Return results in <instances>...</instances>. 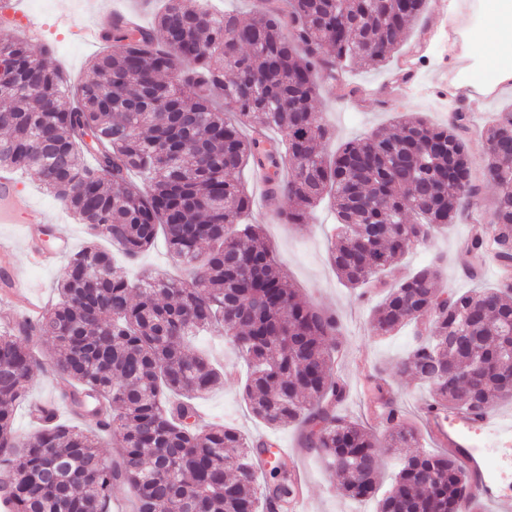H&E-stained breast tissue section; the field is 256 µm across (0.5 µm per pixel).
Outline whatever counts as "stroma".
I'll return each instance as SVG.
<instances>
[{"label": "stroma", "mask_w": 512, "mask_h": 512, "mask_svg": "<svg viewBox=\"0 0 512 512\" xmlns=\"http://www.w3.org/2000/svg\"><path fill=\"white\" fill-rule=\"evenodd\" d=\"M463 2L442 0L440 7H427L398 47V56L409 52L417 55L416 81L407 94L395 96L385 91L396 73V58L384 63H353L339 81L318 74V95L313 106L335 132L324 145L326 151H334L346 141L391 126L405 116H419L437 125L448 123L454 113L462 112L468 121L460 135L474 153H481L488 125L497 113L512 108V85L500 87L494 74L495 65L502 59L495 50V32L466 25ZM111 7L137 13L146 26L150 25L156 9L151 0H50L49 12L40 15L44 40L54 48V58L68 73L71 87H78L93 76L90 60L97 50L84 43V24L91 20L107 24V10ZM63 14L72 17L71 26H57L56 20ZM461 84L479 88L480 92L495 86L499 92L490 99L479 93L470 101L461 102L454 97L455 87ZM241 180L253 199L248 220L261 225L278 266L304 300L334 314L339 322L337 340L340 350L334 370L345 384L347 393L337 411L365 425L373 435L383 478H391L397 472L401 455L389 450L386 424L369 405L367 373L373 366L386 367L392 399L419 430L413 452L440 450L441 445L435 438L439 429L444 430L449 439H457L461 430L458 413L447 412L438 419H429L425 412L430 400L428 389L412 376L398 374L396 370L397 360L412 344V326H405L395 336L376 339L370 331L369 312L377 303V296L347 288L337 277L329 260L336 222L329 204L317 207L305 225L295 226L262 209L260 189L252 179L251 170H244ZM22 181L23 192L30 201L58 216L50 244H57L59 237L65 236L70 238L73 247L83 246L86 241L84 225L61 213L59 202L44 192L34 177L26 174ZM477 182L481 191L474 208L458 216L447 232L433 239L428 249L406 256L390 272V279H398L431 255L440 254L445 258V275L439 283L440 288L447 291L474 288L476 282L471 279L469 261L462 255V245L472 233L474 215H488L498 194V188L490 178L481 175ZM21 235V225L0 224V239L16 246L13 261L16 273L24 278L34 295L44 302H52L54 285L62 269L30 266L19 246ZM194 345L224 366L223 386L199 401V407L209 421L231 424L252 437L266 434V427L253 417L242 399L246 368L224 335L206 334L197 337ZM273 434L275 440L290 451L287 466L298 467L305 476L306 512H376V501H353L337 491L320 458L302 446L300 425L288 424Z\"/></svg>", "instance_id": "obj_1"}]
</instances>
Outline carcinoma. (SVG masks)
<instances>
[{
  "label": "carcinoma",
  "mask_w": 512,
  "mask_h": 512,
  "mask_svg": "<svg viewBox=\"0 0 512 512\" xmlns=\"http://www.w3.org/2000/svg\"><path fill=\"white\" fill-rule=\"evenodd\" d=\"M202 2L164 0L153 27H113L112 51L70 97L53 52L0 37V167L32 174L88 235L67 256L56 302L35 325L0 334V498L10 512H112L122 483L138 512L286 506L295 482L283 462H272V481L254 477L255 449L271 438L198 425L196 399L224 374L189 337L217 328L250 366L243 398L253 416L271 430L300 424L343 495L377 494V512H476L479 478L459 448L404 457L378 494L371 434L336 415L346 393L332 370L338 345H328L337 319L300 297L260 225L244 223L251 197L239 178L247 165L271 169L268 193L288 224L305 223L324 201L335 207L330 262L349 288H385L371 312L375 336L414 326L396 368L429 386L428 415L453 410L481 422L512 401L511 280L448 293L437 287L438 256L381 279L474 206L473 160L455 133L465 116L449 126L411 117L320 150L331 133L312 108L317 70L336 78L351 61L387 60L428 0H285L284 10L259 0L249 21ZM245 124L279 130L281 143L246 137ZM484 163L498 196L470 253L507 272L512 254L495 226L512 225V110L488 129ZM135 170L150 177L142 188L127 182ZM159 236L189 277L128 278L116 255L134 262ZM30 332L48 354L18 342ZM43 360L71 381L72 421L43 407L39 429L21 439L14 410ZM371 380L391 447H410L415 428L383 371ZM105 439L117 459L100 454Z\"/></svg>",
  "instance_id": "cac0c4a2"
}]
</instances>
